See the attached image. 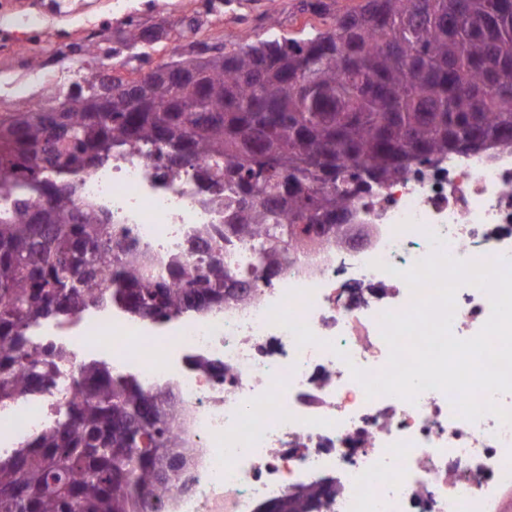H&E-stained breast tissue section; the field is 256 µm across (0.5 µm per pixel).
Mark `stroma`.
<instances>
[{
	"instance_id": "35a3bbf8",
	"label": "stroma",
	"mask_w": 512,
	"mask_h": 512,
	"mask_svg": "<svg viewBox=\"0 0 512 512\" xmlns=\"http://www.w3.org/2000/svg\"><path fill=\"white\" fill-rule=\"evenodd\" d=\"M161 18L174 27L196 20L212 44L237 40L244 28L264 35L272 20L278 35L289 38L322 26L319 17L299 14L297 0H237L222 15L208 0H64L58 13L40 0H0V109H22L33 99L54 102L107 65L132 77L148 73L167 58L171 41L135 56L121 39L127 21L150 26ZM21 42L33 44L35 53L17 51Z\"/></svg>"
}]
</instances>
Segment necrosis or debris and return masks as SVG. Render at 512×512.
<instances>
[{
	"mask_svg": "<svg viewBox=\"0 0 512 512\" xmlns=\"http://www.w3.org/2000/svg\"><path fill=\"white\" fill-rule=\"evenodd\" d=\"M78 198L110 217L156 277L194 258L199 231L224 225L223 206L198 178L172 175L140 151L86 170ZM429 229L454 258L512 266V145L452 152L372 187L340 231L314 226L315 246L292 251L269 275L260 270L262 236H229L224 265L246 289L243 300L161 321L104 302L37 326L35 335L62 347L64 367L53 389L0 406V447L54 425L64 411L57 391L71 387L79 364L94 362L143 390L169 389L181 405L176 428L194 455L158 512H254L311 484L332 489L326 512H490L512 486V424L489 414L462 419L452 396L436 390L412 403L370 399L350 372L385 367L379 317L412 300L385 268L406 270L427 256ZM293 289L310 299H287ZM284 300L315 344L297 346L270 323ZM490 313L483 290L459 288L453 335H476Z\"/></svg>",
	"mask_w": 512,
	"mask_h": 512,
	"instance_id": "necrosis-or-debris-1",
	"label": "necrosis or debris"
}]
</instances>
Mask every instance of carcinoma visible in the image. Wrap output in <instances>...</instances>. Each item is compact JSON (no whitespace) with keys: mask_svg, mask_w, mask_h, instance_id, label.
I'll return each mask as SVG.
<instances>
[{"mask_svg":"<svg viewBox=\"0 0 512 512\" xmlns=\"http://www.w3.org/2000/svg\"><path fill=\"white\" fill-rule=\"evenodd\" d=\"M363 0L302 38L194 39L98 102L103 74L37 111L0 112V401L49 385L53 346L29 335L107 298L156 320L243 297L229 285L220 238L205 230L181 286L147 275L112 236L109 217L77 204V177L116 144L203 180L224 199V226L267 236L266 270L313 244V224L347 220L350 199L452 151L512 143V0ZM128 22L123 46L145 49ZM115 273L102 287L100 270ZM67 419L0 456V512H149L174 493L190 454L179 403L93 364L61 397ZM328 491L303 485L255 512H323Z\"/></svg>","mask_w":512,"mask_h":512,"instance_id":"1","label":"carcinoma"}]
</instances>
